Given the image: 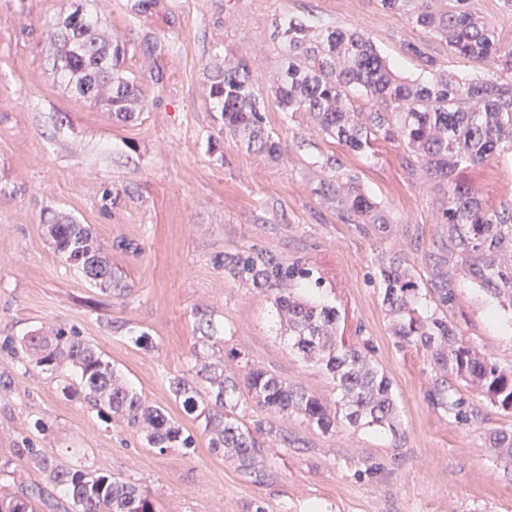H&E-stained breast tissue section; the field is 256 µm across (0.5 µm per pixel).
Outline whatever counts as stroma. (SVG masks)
Masks as SVG:
<instances>
[{
	"instance_id": "obj_1",
	"label": "stroma",
	"mask_w": 512,
	"mask_h": 512,
	"mask_svg": "<svg viewBox=\"0 0 512 512\" xmlns=\"http://www.w3.org/2000/svg\"><path fill=\"white\" fill-rule=\"evenodd\" d=\"M94 0L102 31L127 47L123 69L141 85L143 106L122 121L59 83L46 30L84 0H0V374L12 387L0 399V494L39 481L13 450L21 438L90 471L139 485L157 512H512V467L497 463L489 432L512 430V415L461 387L467 424L449 421L428 397L438 374L424 350L395 343L392 320L374 278L382 254L397 251L421 280L441 232L442 197L422 168L407 170L398 144L379 141L368 154L346 151L305 113L287 116L268 103V130L284 156L226 138L209 97L213 64L246 61L268 90L283 65L279 37L288 19L322 30L346 21L370 35L409 79L426 80L403 44L419 42L458 76L484 66L449 54L445 42L380 0ZM156 36L161 52L145 57L139 42ZM162 74L154 84L153 74ZM356 173L389 215L381 232L344 221L321 190L327 160ZM487 204L512 198V162L495 159L463 170ZM88 225L127 287L101 291L57 253L48 234L55 217ZM137 252L119 249V241ZM257 245L301 261L320 281L310 292L340 313L338 334L369 340L394 384L401 440L376 429L337 423L322 432L297 417H274L296 441H265L261 478L212 451L200 421L186 415L167 379L197 360L243 373L265 369L334 404L330 378L291 349L271 299L234 281L215 254ZM446 314L462 336L494 361L512 360V313L490 321L491 301L457 276ZM212 312L222 337L196 349L198 311ZM76 327L146 400L193 434L192 448L149 447L118 419L66 399L57 377L19 366L6 340L56 325ZM154 343L134 344L140 334ZM48 422L38 431L36 422Z\"/></svg>"
}]
</instances>
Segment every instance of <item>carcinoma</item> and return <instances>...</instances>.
<instances>
[{"instance_id":"carcinoma-1","label":"carcinoma","mask_w":512,"mask_h":512,"mask_svg":"<svg viewBox=\"0 0 512 512\" xmlns=\"http://www.w3.org/2000/svg\"><path fill=\"white\" fill-rule=\"evenodd\" d=\"M413 23L444 40L451 55L484 63L486 74L460 78L425 55L418 44L408 42L405 53L420 60L430 78L404 79L358 26L340 23L316 33L305 21L291 18L282 30L287 65L268 96L290 116L306 113L351 152L365 153L379 139L398 143L405 151L406 167L421 165L427 178L444 191L439 217L443 232L437 251L429 254V280H419L394 252L379 260L377 278L397 344L423 349L439 373L430 400L448 412V418L467 423L470 417L463 410L457 383L480 390L491 405L512 414V362H492L479 355L440 308L425 313L421 301L431 293L441 305H448L453 270L464 273L500 307L512 310V199L488 207L475 188L458 177L461 170L491 159L512 160V80L502 78L512 73V49L502 47L495 28L483 20L479 0H418ZM50 39L56 46L55 73L74 94L124 119L139 111L140 86L121 69L125 44L101 34L91 11L84 10L78 21L71 13L59 19ZM353 91L366 96L368 108L357 112L347 106ZM210 95L221 112L225 135L271 157L281 155L279 141L266 130L265 96L248 64L214 66ZM322 187L336 196L348 223L371 224L377 231L390 223L357 184L356 175H338ZM48 233L57 252L90 283L124 294L126 285L112 272L89 227L60 219L49 225ZM452 258L455 265L450 267ZM213 263L234 280L270 296L288 327L291 348L330 377L336 404L331 409L301 385L259 368L249 369L241 380L209 364L168 377L169 390L184 413L203 420L210 448L230 454L241 470L260 477L264 459L258 436L284 446L296 443L264 418L240 422L237 409L244 405L301 417L324 432L341 421L352 427L381 428L393 439L401 438L393 382L379 368L372 345L345 344L337 336L336 307L292 288L311 278V269L255 245L219 253ZM199 331L198 344L203 347L223 340L206 313L200 316ZM7 345L19 362H33L60 377L68 397L86 402L106 419L118 417L150 447H194L192 435H184L162 408L127 386L100 348L76 328L57 326L49 336L32 334L22 337L17 347L10 341ZM489 447L512 465V430L490 433ZM14 453L33 461L53 491L40 483L24 485L14 494L0 496V512H34L35 502L53 509L57 493L69 501L71 512H156L150 496L132 482L78 468L28 440Z\"/></svg>"}]
</instances>
